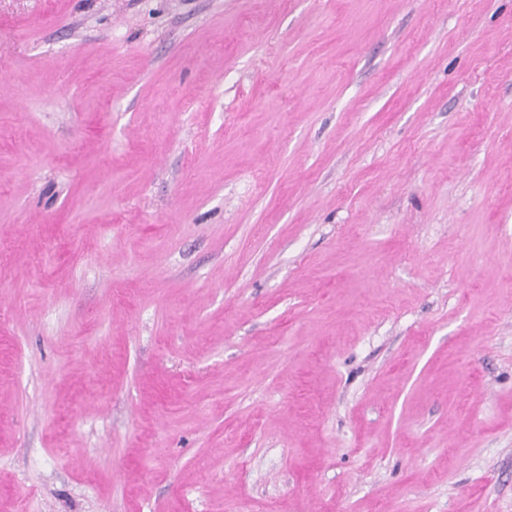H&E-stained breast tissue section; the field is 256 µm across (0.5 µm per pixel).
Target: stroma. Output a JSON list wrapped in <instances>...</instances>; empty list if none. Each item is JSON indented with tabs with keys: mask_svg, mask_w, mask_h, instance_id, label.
<instances>
[{
	"mask_svg": "<svg viewBox=\"0 0 512 512\" xmlns=\"http://www.w3.org/2000/svg\"><path fill=\"white\" fill-rule=\"evenodd\" d=\"M0 512H512V0H0Z\"/></svg>",
	"mask_w": 512,
	"mask_h": 512,
	"instance_id": "1",
	"label": "stroma"
}]
</instances>
